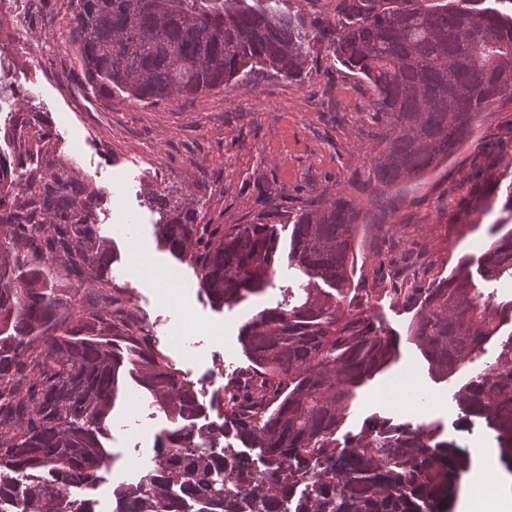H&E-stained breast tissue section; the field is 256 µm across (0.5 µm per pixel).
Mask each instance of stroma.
<instances>
[{"instance_id":"35a3bbf8","label":"stroma","mask_w":512,"mask_h":512,"mask_svg":"<svg viewBox=\"0 0 512 512\" xmlns=\"http://www.w3.org/2000/svg\"><path fill=\"white\" fill-rule=\"evenodd\" d=\"M73 11L72 0H27L19 21L8 0H0V158L27 148L33 165L97 193L91 222L109 249L105 278L127 291L130 310L148 324L157 349L207 403L200 424H221L224 411L210 400L248 364L241 326L275 306L282 287L305 277L283 265L263 293L214 307L189 262L159 242L155 227L165 214L156 195L169 189L191 196L203 206L204 224L270 222L339 192L368 211L362 185L385 126L371 117L368 85L320 44L298 80L258 73L158 104L92 89L75 46L55 39ZM476 129L479 144H462L422 180L385 190L392 213L382 229L358 236L364 273L373 269V243L385 237L424 253L432 275L445 277L461 258L478 259L497 225H512L504 192L512 183V99L482 112ZM64 131L70 134L65 143L59 138ZM143 261L168 272V279L136 278L133 269ZM368 307L375 322L401 336L399 357L358 388L343 432L358 433L367 418L379 415L414 429H439L442 440L461 446L496 447L482 423L457 428L453 394L494 360L500 337L440 382L420 350L404 340L412 311L383 296L372 297ZM168 425L147 392L123 375L103 440L111 471L92 497L106 499L118 474L136 459H150L154 435Z\"/></svg>"}]
</instances>
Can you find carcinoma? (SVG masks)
<instances>
[{"instance_id":"cac0c4a2","label":"carcinoma","mask_w":512,"mask_h":512,"mask_svg":"<svg viewBox=\"0 0 512 512\" xmlns=\"http://www.w3.org/2000/svg\"><path fill=\"white\" fill-rule=\"evenodd\" d=\"M282 2L75 0L61 39L77 46L91 86L148 104L264 69L299 80L312 41L327 42L389 123L366 183L374 197L420 180L474 135L479 112L512 98V15L485 0H337L333 16L308 24ZM96 198L36 168L21 183L0 157V501L11 512H91L75 490L110 470L101 438L124 368L118 341L170 421L153 467L112 489L119 512H450L471 471L469 449L377 416L337 438L354 390L400 345L364 308L356 241L366 216L352 201L338 195L283 212L279 223L292 226L285 253L275 224H198L190 206L167 211L160 242L188 260L219 306L264 291L284 262L308 278L300 298L290 293L241 327L248 366L216 396L223 423L205 428L197 392L156 349L123 289L103 278L105 255L88 247ZM421 259L409 251L379 261L374 285L415 310L407 341L446 378L512 323V299L480 291L462 260L455 274L428 280ZM57 261L65 278L94 287L83 317L54 288ZM477 272L486 282L512 278V228L485 246ZM454 399L458 422L484 420L512 469V333ZM229 437L256 466L237 461Z\"/></svg>"}]
</instances>
